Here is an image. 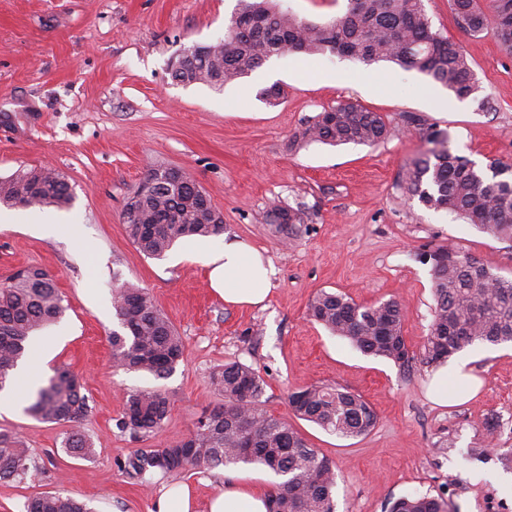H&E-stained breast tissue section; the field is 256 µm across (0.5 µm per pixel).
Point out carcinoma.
Returning <instances> with one entry per match:
<instances>
[{"instance_id":"carcinoma-1","label":"carcinoma","mask_w":512,"mask_h":512,"mask_svg":"<svg viewBox=\"0 0 512 512\" xmlns=\"http://www.w3.org/2000/svg\"><path fill=\"white\" fill-rule=\"evenodd\" d=\"M226 34L216 45L196 47L183 68L171 73L185 85L222 87L250 75L285 51L324 52L365 65L387 61L414 69L459 99L490 108L464 46L433 29L423 0H347L340 15L324 23L296 16L278 0H240ZM459 29L477 36L491 27L500 45L512 52V0H450ZM403 128L415 131L430 148L409 160L399 175L402 195L435 211L468 219L481 230L512 240V165L493 160L481 168L455 153L447 132L415 113L403 115ZM390 135L383 116L353 102L341 101L307 121L290 146L320 142L332 146H374ZM68 182L44 168L17 169L0 180V203L64 207L71 203ZM124 223L129 239L148 257L161 259L180 240L224 234V219L197 181L176 176L169 168L150 170L128 199ZM277 234L292 238L305 223L301 207L280 206L267 213ZM417 259L431 264L435 306L433 320L418 354L403 334L405 314L395 299L360 305L339 292L319 291L310 301L312 320L365 355L392 361L403 373L413 364L446 362L476 343L512 342V278L491 272L480 260L445 247L421 250ZM112 308L119 329L112 331L116 367L157 378L168 376L185 361L186 346L148 289L122 282L112 289ZM63 299L52 275L29 267L0 282V392L14 387L13 369L33 360L34 333L63 315ZM210 384L224 404L204 410L186 439L162 448H140L124 471L142 481L156 473L210 471L219 466L260 463L279 477L267 493L269 512H336V473L331 460L312 447L288 420L263 407L265 382L260 371L238 361L210 374ZM78 373L66 365L54 370L37 389L25 411L34 418L68 427L63 451L91 458L95 442L81 432L89 405ZM294 416L343 438L367 434L377 414L359 393L316 383L292 392ZM170 399L160 389L127 394L117 426L136 437L150 436L168 420ZM38 471L29 448L11 432H0V481H25ZM27 512H91L87 503L59 492L34 495ZM386 512H448V503L427 494L392 499Z\"/></svg>"}]
</instances>
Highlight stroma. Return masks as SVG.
<instances>
[{"label":"stroma","instance_id":"1","mask_svg":"<svg viewBox=\"0 0 512 512\" xmlns=\"http://www.w3.org/2000/svg\"><path fill=\"white\" fill-rule=\"evenodd\" d=\"M424 7L434 30L464 46L490 109L453 97L438 106L442 87L418 71L329 52H285L220 89L174 81L172 60L223 41L239 0H0V178L49 167L74 196L70 206L42 208L38 223L32 208L0 206V279L26 266L53 276L66 312L44 334L55 353L40 360L38 375L62 363L82 375L89 412L81 429L96 443L93 458L67 455L62 425L0 409V430L21 436L42 467L36 480L0 482V512H26L29 498L45 491L80 498L92 512H155L161 487L175 478L158 475L147 487L119 462L188 437L202 410L224 401L210 372L234 360L260 370L266 409L331 458L337 512H384L390 499L412 493L442 497L448 512H512V343L466 347L480 390L464 395L452 379L447 403L437 404L427 396L429 367L402 373L308 316L323 289L362 305L394 298L406 313L407 343L419 351L434 296L431 267L415 251L445 246L512 278V241L409 202L397 186L403 165L427 149L419 134L403 132L408 112L446 130L453 150L478 165L512 164V52L493 31L462 32L449 0ZM274 84L286 97L271 106L259 92ZM345 100L383 115L388 139L290 148L308 119ZM158 167L188 170L222 213L224 233L209 238L212 248L236 237L270 260L264 306L224 304L203 260H187L191 242L158 260L131 243L124 205ZM299 203L305 231L289 241L272 233L268 210ZM125 280L149 290L185 342L186 361L166 378L112 364V288ZM315 382L363 395L376 426L344 439L294 418L289 391ZM154 387L171 399L165 426L143 438L119 429L127 394ZM475 448L481 457H472ZM178 479L194 486L204 508L224 484L265 492L276 477L240 465Z\"/></svg>","mask_w":512,"mask_h":512}]
</instances>
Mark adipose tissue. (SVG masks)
I'll return each mask as SVG.
<instances>
[{
    "label": "adipose tissue",
    "mask_w": 512,
    "mask_h": 512,
    "mask_svg": "<svg viewBox=\"0 0 512 512\" xmlns=\"http://www.w3.org/2000/svg\"><path fill=\"white\" fill-rule=\"evenodd\" d=\"M209 284L225 304L253 307L265 302L272 266L252 245L228 238L219 251L204 254ZM209 512H267L266 497L240 483L224 487L210 500Z\"/></svg>",
    "instance_id": "obj_1"
}]
</instances>
